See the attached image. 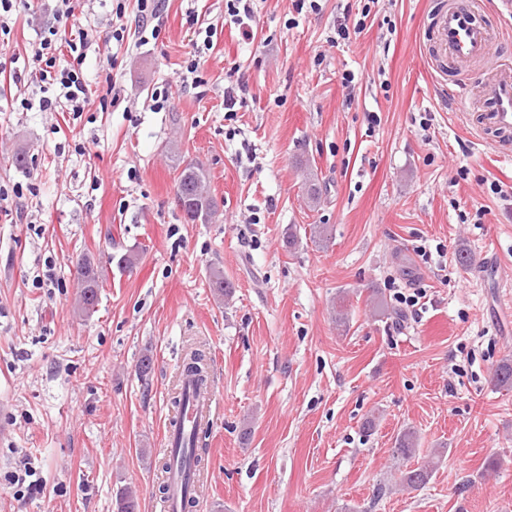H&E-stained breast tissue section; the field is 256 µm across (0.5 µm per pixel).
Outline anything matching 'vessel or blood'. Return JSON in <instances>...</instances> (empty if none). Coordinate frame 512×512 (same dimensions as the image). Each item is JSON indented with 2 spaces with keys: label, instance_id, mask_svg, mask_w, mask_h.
<instances>
[{
  "label": "vessel or blood",
  "instance_id": "obj_1",
  "mask_svg": "<svg viewBox=\"0 0 512 512\" xmlns=\"http://www.w3.org/2000/svg\"><path fill=\"white\" fill-rule=\"evenodd\" d=\"M477 0H444L433 16L432 35L442 51L458 61H480L490 72V107L486 114L490 128L512 133V63L501 60L496 42L479 17ZM213 403L212 393L197 389L191 403L178 414V426L167 427L165 439L175 442L178 427H190L205 420Z\"/></svg>",
  "mask_w": 512,
  "mask_h": 512
}]
</instances>
